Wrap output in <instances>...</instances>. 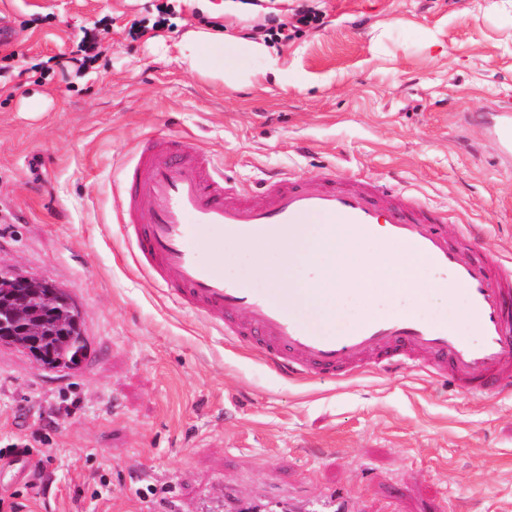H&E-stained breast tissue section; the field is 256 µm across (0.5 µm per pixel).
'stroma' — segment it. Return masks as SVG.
<instances>
[{
    "instance_id": "obj_1",
    "label": "stroma",
    "mask_w": 512,
    "mask_h": 512,
    "mask_svg": "<svg viewBox=\"0 0 512 512\" xmlns=\"http://www.w3.org/2000/svg\"><path fill=\"white\" fill-rule=\"evenodd\" d=\"M169 4L172 28H157ZM316 29L269 27L292 0H0L24 74L0 84V265L51 280L88 340L72 369L0 343V448L38 433L40 492L0 477L24 512H232L233 497L354 512H512V389L376 371L291 380L140 273L117 207L139 142L179 139L251 191L272 173L395 185L482 230L465 258L512 260V157L488 108L512 105V0H314ZM147 31L131 40L132 22ZM98 57L61 73L84 30ZM276 61L229 87L192 68ZM104 476L106 487L96 478Z\"/></svg>"
}]
</instances>
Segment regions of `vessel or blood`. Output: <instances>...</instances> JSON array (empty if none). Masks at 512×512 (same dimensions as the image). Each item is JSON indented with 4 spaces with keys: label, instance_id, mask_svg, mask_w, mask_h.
Segmentation results:
<instances>
[{
    "label": "vessel or blood",
    "instance_id": "1",
    "mask_svg": "<svg viewBox=\"0 0 512 512\" xmlns=\"http://www.w3.org/2000/svg\"><path fill=\"white\" fill-rule=\"evenodd\" d=\"M491 130L503 153H511L512 111L496 109ZM120 182L118 207L139 270L177 305L218 318L226 337L257 348L278 371L333 380L372 351L382 369L416 365L451 375L467 392L492 390L512 377V265L495 255L463 260L460 246L475 243L474 228H461L451 244L447 215L399 189H355L327 176L309 181L283 173L244 195L206 153L165 140L139 143ZM308 223L329 225L335 240L379 234L391 247L409 248L463 294L472 336L396 309L369 313L340 336L320 332L282 292L225 276L224 240L273 242Z\"/></svg>",
    "mask_w": 512,
    "mask_h": 512
}]
</instances>
